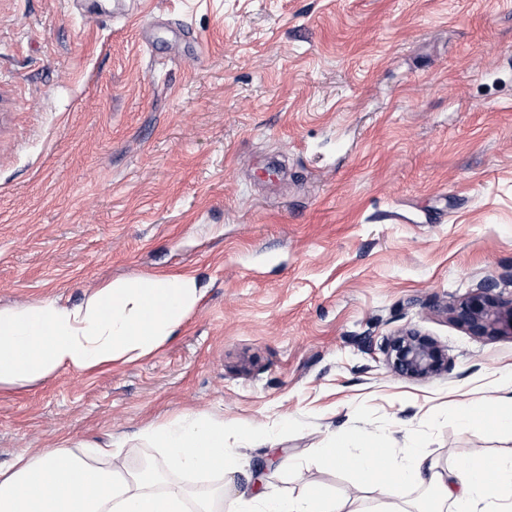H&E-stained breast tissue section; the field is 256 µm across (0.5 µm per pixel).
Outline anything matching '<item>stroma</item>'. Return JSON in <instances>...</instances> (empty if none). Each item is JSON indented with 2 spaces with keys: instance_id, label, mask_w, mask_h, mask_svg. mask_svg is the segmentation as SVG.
<instances>
[{
  "instance_id": "35a3bbf8",
  "label": "stroma",
  "mask_w": 512,
  "mask_h": 512,
  "mask_svg": "<svg viewBox=\"0 0 512 512\" xmlns=\"http://www.w3.org/2000/svg\"><path fill=\"white\" fill-rule=\"evenodd\" d=\"M154 274L206 290L178 334L1 388V464L112 435L192 493L372 512L381 485L317 458L337 433L512 456L456 420L512 397V335L448 312L512 299V0H0V307ZM405 327L447 373L391 368ZM184 413L223 420L238 472L165 467L142 430ZM494 283H486L451 311L454 320L478 336L512 335V301H501ZM267 510H243L237 512H343L344 506L336 498L319 488L303 498L278 496L274 492H265L257 497Z\"/></svg>"
}]
</instances>
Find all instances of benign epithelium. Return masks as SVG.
I'll use <instances>...</instances> for the list:
<instances>
[{
	"instance_id": "7a95c632",
	"label": "benign epithelium",
	"mask_w": 512,
	"mask_h": 512,
	"mask_svg": "<svg viewBox=\"0 0 512 512\" xmlns=\"http://www.w3.org/2000/svg\"><path fill=\"white\" fill-rule=\"evenodd\" d=\"M486 283L452 308L454 320L478 336L512 335V301H501ZM388 363L412 378H430L448 371V356L433 339L416 329H406L386 339Z\"/></svg>"
}]
</instances>
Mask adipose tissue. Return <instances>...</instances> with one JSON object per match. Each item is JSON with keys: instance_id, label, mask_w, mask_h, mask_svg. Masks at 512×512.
<instances>
[{"instance_id": "obj_1", "label": "adipose tissue", "mask_w": 512, "mask_h": 512, "mask_svg": "<svg viewBox=\"0 0 512 512\" xmlns=\"http://www.w3.org/2000/svg\"><path fill=\"white\" fill-rule=\"evenodd\" d=\"M205 294L185 275H145L110 282L83 303L66 306L53 300L0 308V388L46 379L62 368L88 371L119 359L153 354L182 325ZM462 429L486 426L512 433V397L498 413L488 404L468 405L459 417ZM145 434L167 452L169 461L197 473H222L231 465L224 448V423L190 414L152 423ZM388 449L378 447L373 432L337 434L320 456L352 471L360 485L382 483L384 495L375 512H480L484 499L512 494V458L475 460L457 477L453 493L448 472L421 447L389 469ZM426 480L431 496L414 508L401 503L403 487ZM259 501L266 512H344L334 496L314 489L302 498L266 492ZM224 492L189 497L167 486L161 471H130L113 440L93 444L90 455H75L67 445L46 448L0 468V512H223Z\"/></svg>"}]
</instances>
